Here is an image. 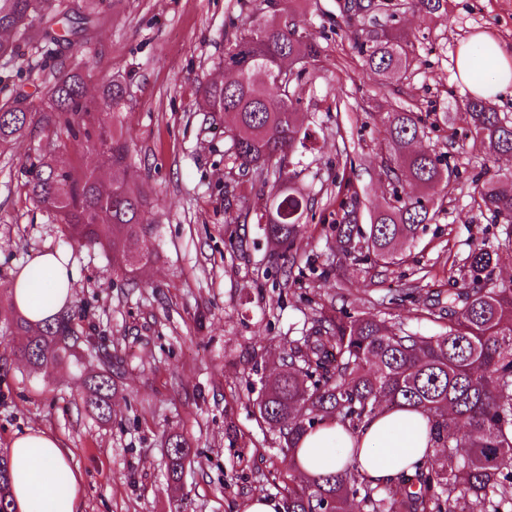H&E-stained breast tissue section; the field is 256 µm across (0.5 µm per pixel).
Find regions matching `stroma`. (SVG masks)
<instances>
[{"mask_svg": "<svg viewBox=\"0 0 512 512\" xmlns=\"http://www.w3.org/2000/svg\"><path fill=\"white\" fill-rule=\"evenodd\" d=\"M251 9L252 0H96L82 51L66 43L58 24L52 56L32 42L19 60H0V105L20 92L34 111L25 135L0 146V307H8L7 286L31 252H68L77 269L71 303L79 329L92 339L85 360L103 348L127 361L111 417L101 421L84 407L76 362L46 377L13 356L21 337L0 339V455L24 431L52 434L70 452L78 512H245L253 497L282 498L302 479L260 420L256 398L260 376L278 370L283 338L343 306L428 336L443 332V324L423 321L418 307L397 301V291L424 296L461 280L477 244L497 253L495 283L512 280V244L482 214L470 184L477 174L512 171V159L487 155L442 119L469 95L455 63L461 42L484 32L512 50V0H448L446 10L427 18L402 8L398 27L416 60L409 78L384 80L362 67L346 31L331 33L336 0H297L322 56L314 79L297 89L317 145L298 165L296 183L315 202L295 244L298 281L287 288L278 284L279 261L258 222L266 197L230 159L223 115L199 108V85L224 73L226 22ZM62 70L79 73L99 101L112 80L125 85L115 113L98 120L132 136L130 174L149 191L147 263L129 268L122 258L67 240L55 214L32 200L24 165L38 156L76 176L110 181L94 140L41 125L49 83ZM412 104L438 115L424 144L454 153L460 178L439 190L436 214L405 262L335 268V245L327 240L336 217L328 200L333 183L340 175L350 179L362 213L383 206L390 146L381 119ZM345 148L354 158L348 168ZM230 214L238 223H227ZM174 431L192 448L177 492L166 480L163 448Z\"/></svg>", "mask_w": 512, "mask_h": 512, "instance_id": "obj_1", "label": "stroma"}]
</instances>
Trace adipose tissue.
Instances as JSON below:
<instances>
[{
	"label": "adipose tissue",
	"instance_id": "adipose-tissue-1",
	"mask_svg": "<svg viewBox=\"0 0 512 512\" xmlns=\"http://www.w3.org/2000/svg\"><path fill=\"white\" fill-rule=\"evenodd\" d=\"M487 75H476L469 44H461L456 67L470 94L491 98L512 87V52L485 38ZM75 268L68 253L45 249L28 256L9 284V302L32 322L48 319L70 301ZM429 421L420 412L394 409L378 413L356 434L337 424L308 433L300 443L302 472L325 473L351 463L373 479L392 477L432 456ZM18 512H77L78 480L69 453L49 433L26 431L8 450Z\"/></svg>",
	"mask_w": 512,
	"mask_h": 512
}]
</instances>
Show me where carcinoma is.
<instances>
[{
    "instance_id": "cac0c4a2",
    "label": "carcinoma",
    "mask_w": 512,
    "mask_h": 512,
    "mask_svg": "<svg viewBox=\"0 0 512 512\" xmlns=\"http://www.w3.org/2000/svg\"><path fill=\"white\" fill-rule=\"evenodd\" d=\"M39 0H0V59L21 56L19 33L26 36L28 17ZM339 9L363 66L371 73L405 77L412 71L414 44L394 21V0H340ZM321 49L303 35L298 12L280 0H253L251 14L225 30L224 66L234 71L228 81L199 87L205 112L224 114L231 157L239 167L266 182L278 174L281 187L274 209L264 207L260 219L267 243L281 260L279 272L289 285L293 249L314 203L293 181L289 167L311 138L302 129L297 87L315 75ZM52 106L46 125L69 132L86 128V119L103 111L89 99L81 76H54ZM458 121L467 135L492 155L512 156V121L502 123L491 100L469 97ZM31 123L26 98L17 96L0 107V142L17 139ZM435 126L431 113L407 106L390 112L386 135L392 154L383 174L392 186L385 205L360 223L361 200L351 183L336 178V266L366 263L385 266L403 260L420 229L434 215L438 189L459 178L451 156L417 144ZM112 168L118 197L101 191L93 175L76 177L44 158L24 167L33 200L53 211L65 236L105 252L121 253L137 262L145 258L140 241L151 230L142 186L129 178L126 139L99 126L97 134ZM420 188L404 192V182ZM473 194L493 224H504L512 242V173L497 179L472 180ZM496 252L477 246L468 252V287L429 300L420 316L448 321L434 336L411 331L362 312L321 316L280 353L278 373L261 381L257 408L261 419L278 433L281 451L296 466L297 448L309 432L336 422L355 433L375 417L379 406L411 408L430 420L435 454L413 470L394 478L372 479L348 465L334 473L308 474L304 483L287 489L283 512H512V280L488 287ZM77 311H59L44 325L32 324L14 308H0V323L27 337L18 356L38 371L54 369L75 356L80 335ZM120 371L104 363L83 380L87 411L106 421L112 388ZM167 477L181 481L191 448L177 432L165 439ZM0 512H16L8 458L0 456Z\"/></svg>"
}]
</instances>
